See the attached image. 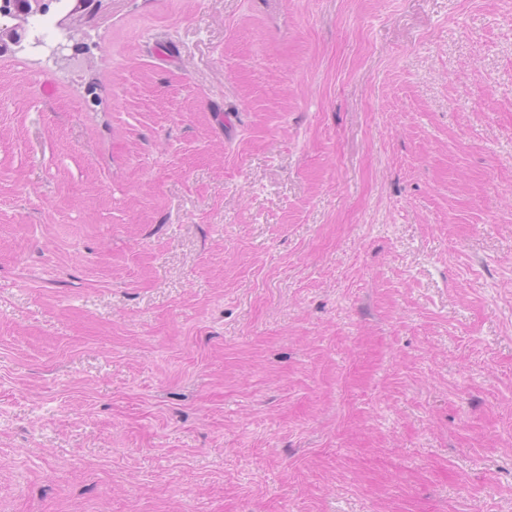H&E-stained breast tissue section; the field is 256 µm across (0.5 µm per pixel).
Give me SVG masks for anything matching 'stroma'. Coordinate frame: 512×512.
<instances>
[{
    "label": "stroma",
    "mask_w": 512,
    "mask_h": 512,
    "mask_svg": "<svg viewBox=\"0 0 512 512\" xmlns=\"http://www.w3.org/2000/svg\"><path fill=\"white\" fill-rule=\"evenodd\" d=\"M0 56V512H512V0H101Z\"/></svg>",
    "instance_id": "1"
}]
</instances>
